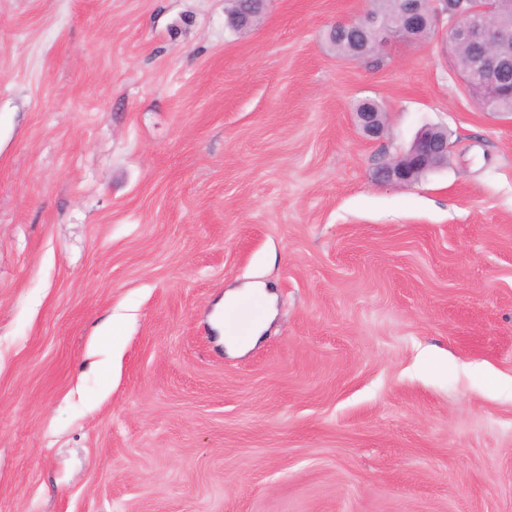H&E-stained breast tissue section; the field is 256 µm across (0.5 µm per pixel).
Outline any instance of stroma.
<instances>
[{"label":"stroma","instance_id":"1","mask_svg":"<svg viewBox=\"0 0 512 512\" xmlns=\"http://www.w3.org/2000/svg\"><path fill=\"white\" fill-rule=\"evenodd\" d=\"M225 7L0 0V512H512V115L445 28L376 66L326 39L367 0ZM365 109L361 112H355L358 125L362 132L372 138L381 137L386 129L384 118L386 116L384 112H372L371 107L373 106L379 111L380 104L376 102L367 101L363 104ZM448 142L449 135L447 138L430 128L424 129L414 139L404 159L383 165L377 170L381 182L408 186L423 172L440 168L448 160Z\"/></svg>","mask_w":512,"mask_h":512}]
</instances>
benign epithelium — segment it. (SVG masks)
<instances>
[{
    "label": "benign epithelium",
    "instance_id": "obj_1",
    "mask_svg": "<svg viewBox=\"0 0 512 512\" xmlns=\"http://www.w3.org/2000/svg\"><path fill=\"white\" fill-rule=\"evenodd\" d=\"M262 2L249 0L250 8L234 13L231 24L249 27L260 13ZM511 11L512 0H414L394 25L379 26L368 14L352 25L362 34V44L373 42L380 50L395 36L415 41L422 30L446 24L448 42L471 49L473 75L485 87L484 95L475 102L487 112L494 99L512 95V88L507 87V75L512 72V28L500 23V17ZM364 106L356 113L360 129L369 137H381L386 129V113L377 111L380 104L376 102L367 101ZM447 160L448 138L428 128L417 135L404 159L382 166L377 173L386 184L408 186L420 174L443 166Z\"/></svg>",
    "mask_w": 512,
    "mask_h": 512
}]
</instances>
